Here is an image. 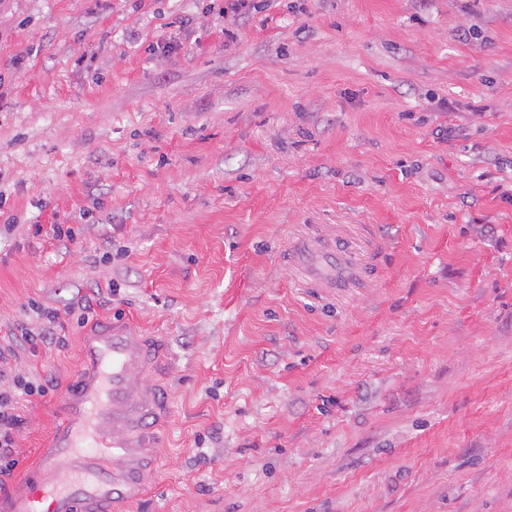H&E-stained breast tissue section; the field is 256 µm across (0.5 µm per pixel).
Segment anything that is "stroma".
Wrapping results in <instances>:
<instances>
[{
    "label": "stroma",
    "instance_id": "1",
    "mask_svg": "<svg viewBox=\"0 0 512 512\" xmlns=\"http://www.w3.org/2000/svg\"><path fill=\"white\" fill-rule=\"evenodd\" d=\"M257 2L0 0V496L125 319L129 512H512V0ZM17 404V394L14 391H0V474L11 470L14 464V459H7L11 456V448H14V429L19 418L15 414ZM2 459L5 462L4 467Z\"/></svg>",
    "mask_w": 512,
    "mask_h": 512
}]
</instances>
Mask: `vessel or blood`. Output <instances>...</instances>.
<instances>
[{"instance_id": "obj_1", "label": "vessel or blood", "mask_w": 512, "mask_h": 512, "mask_svg": "<svg viewBox=\"0 0 512 512\" xmlns=\"http://www.w3.org/2000/svg\"><path fill=\"white\" fill-rule=\"evenodd\" d=\"M85 370L66 391L67 414L38 451L24 488L0 512H117L149 494L140 471L165 403L145 380L159 358L155 340L131 324L85 333ZM124 461L114 471L113 461Z\"/></svg>"}]
</instances>
